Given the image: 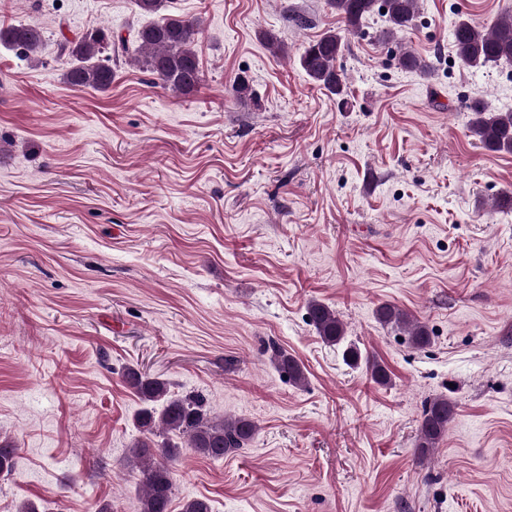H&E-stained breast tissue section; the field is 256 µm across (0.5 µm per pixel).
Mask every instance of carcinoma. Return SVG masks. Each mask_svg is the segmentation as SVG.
I'll use <instances>...</instances> for the list:
<instances>
[{
  "label": "carcinoma",
  "mask_w": 512,
  "mask_h": 512,
  "mask_svg": "<svg viewBox=\"0 0 512 512\" xmlns=\"http://www.w3.org/2000/svg\"><path fill=\"white\" fill-rule=\"evenodd\" d=\"M331 7L344 24V29L328 31L320 38L303 45L298 61L306 75L330 94L345 99L347 86L338 60L347 48L349 37L360 30L363 20L383 14L387 27L379 38L391 40L395 34L412 25L418 0H330ZM200 23L196 19L176 16L143 26L134 38L113 36L105 29H92L81 36L59 43L60 54L70 60L63 75L73 87L104 92L112 84V61H134L152 76V84L176 94L189 96L201 83V71L195 50ZM44 40L43 28L35 23H20L0 28V43L13 47L30 58ZM454 46L457 59L472 69L490 63L512 62V14L501 16L487 30L461 16L454 25ZM399 65L409 71L427 74L429 64L409 50L398 56ZM469 131L482 148L490 152H512V112H488L476 102L470 107ZM308 315L318 335L331 345L346 341L344 324L336 311L320 301L308 304ZM380 323L407 333L416 348L431 343L426 323L411 318L405 311L389 303L376 309ZM346 359L354 364L364 361L371 379L379 384L390 382L384 365L361 356L348 347ZM270 361L274 368L295 385L304 384L302 366L280 348L272 347ZM126 385L143 402L136 416L142 434L130 448L127 466L137 472L140 512H170L173 496L172 463L181 456V449L220 460L247 447L257 433L256 423L247 417L211 418L204 400L197 396L170 395L168 383L134 366L123 371ZM455 403L446 396L425 402L416 450L421 458L430 455L448 432L455 415ZM18 449L0 444V474L13 471Z\"/></svg>",
  "instance_id": "1"
}]
</instances>
